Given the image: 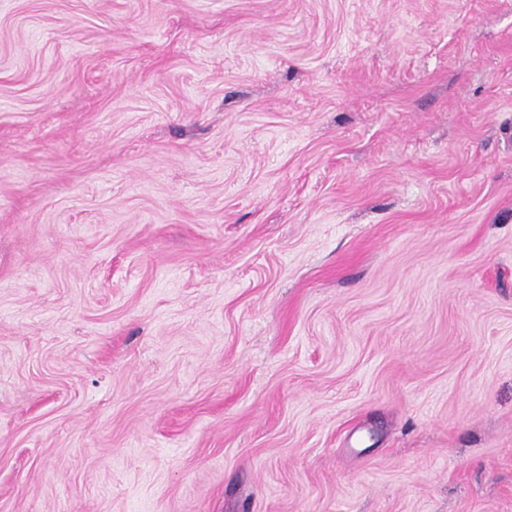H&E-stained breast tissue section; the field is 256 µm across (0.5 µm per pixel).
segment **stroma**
<instances>
[{
	"instance_id": "35a3bbf8",
	"label": "stroma",
	"mask_w": 512,
	"mask_h": 512,
	"mask_svg": "<svg viewBox=\"0 0 512 512\" xmlns=\"http://www.w3.org/2000/svg\"><path fill=\"white\" fill-rule=\"evenodd\" d=\"M0 512H512V0H0Z\"/></svg>"
}]
</instances>
